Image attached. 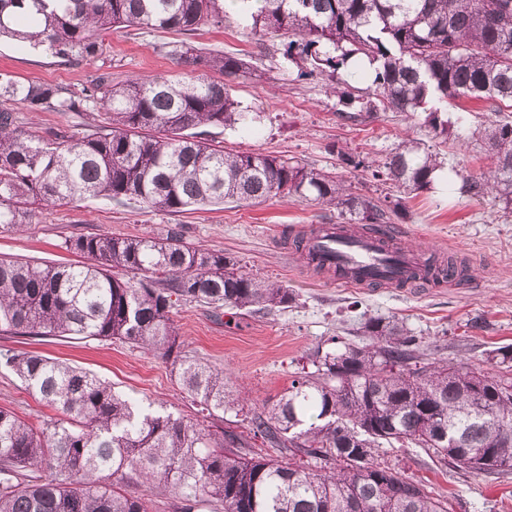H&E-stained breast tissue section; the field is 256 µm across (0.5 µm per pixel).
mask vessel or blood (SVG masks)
Instances as JSON below:
<instances>
[{"label": "vessel or blood", "mask_w": 512, "mask_h": 512, "mask_svg": "<svg viewBox=\"0 0 512 512\" xmlns=\"http://www.w3.org/2000/svg\"><path fill=\"white\" fill-rule=\"evenodd\" d=\"M312 251L325 264L348 269L344 281L354 287H388L405 280L423 253L396 237L330 226L311 235Z\"/></svg>", "instance_id": "b4317fda"}]
</instances>
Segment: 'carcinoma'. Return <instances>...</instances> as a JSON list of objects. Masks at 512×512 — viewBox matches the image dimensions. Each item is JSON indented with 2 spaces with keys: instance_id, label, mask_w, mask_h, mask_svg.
Listing matches in <instances>:
<instances>
[{
  "instance_id": "obj_1",
  "label": "carcinoma",
  "mask_w": 512,
  "mask_h": 512,
  "mask_svg": "<svg viewBox=\"0 0 512 512\" xmlns=\"http://www.w3.org/2000/svg\"><path fill=\"white\" fill-rule=\"evenodd\" d=\"M0 0V37L44 48L69 64L99 58L103 37L123 29L185 34L234 19L257 44L279 36L283 58H300V76L337 81L342 102L366 113L428 112L435 137L448 121L429 103L476 99L512 103V0ZM169 54L199 74L101 73L76 93L0 73V231H22L33 206L107 198L152 211L271 199L315 202L349 224L389 235L401 207L389 196L356 194L332 171L280 156L226 151L211 128L247 123L224 78L251 65L235 55L183 43ZM379 63L374 88L356 93L339 70L354 58ZM27 112H101L105 121L44 138L22 126ZM492 160L489 171L452 169L461 192L491 193L512 205V121H483L471 133ZM343 163L410 192L427 188L438 155L409 139L384 160L341 154ZM64 247L86 263L0 258V334L117 339L170 356L181 342L175 302L260 312L286 308L283 284L236 267L221 251L187 242L173 227L162 237L80 234ZM368 343L311 359L277 404L252 417L254 434L287 441L307 466L238 454L235 436L200 422L150 411L71 365L14 349L0 366L56 415L34 424L0 408V512H151L174 496L173 512H449L448 499L377 458L382 444L427 448L467 474H512V346L491 350L489 367L429 362L403 324L362 323ZM183 391L211 416L239 402L224 372L190 357L175 360ZM140 483L145 493L118 485Z\"/></svg>"
}]
</instances>
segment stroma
<instances>
[{
    "label": "stroma",
    "mask_w": 512,
    "mask_h": 512,
    "mask_svg": "<svg viewBox=\"0 0 512 512\" xmlns=\"http://www.w3.org/2000/svg\"><path fill=\"white\" fill-rule=\"evenodd\" d=\"M183 41L238 55L253 66L247 76L229 81L232 97L248 114V125L219 130L212 137L214 144L337 172L354 191L400 199L402 207L393 219L395 234L440 261L468 266V282L430 281L413 288L339 285L335 276L314 271L294 245L302 226L337 223L336 210L286 199L255 207L194 206L178 213L123 206L104 198L76 200L35 209L25 231L0 232V255L78 263L81 255L62 247L66 237L91 232L160 236L176 225L188 241L223 251L243 270L288 286L296 301L284 310L239 315L184 302L172 310L183 353L222 370L241 394L238 407L208 419V426L235 434L245 450L260 449L283 461L290 458L288 449L251 434L252 414L275 403L317 349H328L335 340L365 345L367 338L359 330L364 316L403 322L432 361L465 359L482 365L490 350L512 346V210L491 195L477 200L462 194L456 178L444 188L433 185L411 194L392 191L340 158L347 152L381 160L405 138L414 137L440 153L445 167L480 174L489 158L457 133L432 137L420 114L382 112L362 123L341 121L342 105L330 92L329 80L299 79L298 65L285 60L277 46L260 54L254 39L232 22L219 28L205 26L190 35L164 29L115 32L105 36L101 58L80 65L61 63L44 49L5 39L0 41V72L22 83L37 80L75 91L87 86L101 68L110 70L117 81L136 74L189 78L193 69L165 51ZM20 118L43 136L96 123L103 116L24 111ZM476 319L481 322L477 329L471 326ZM2 348L84 368L142 403L160 405L187 419L198 416L196 403L177 384L173 359L160 353L115 340L0 334ZM0 407L31 420L48 412L15 373L2 366ZM380 455L447 497L449 512H512V475H462L424 448L396 444L381 448Z\"/></svg>",
    "instance_id": "1"
}]
</instances>
